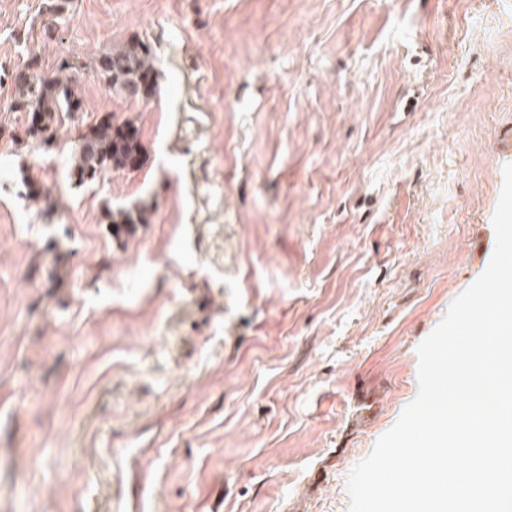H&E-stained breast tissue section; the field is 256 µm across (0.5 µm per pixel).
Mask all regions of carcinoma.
Wrapping results in <instances>:
<instances>
[{"mask_svg":"<svg viewBox=\"0 0 512 512\" xmlns=\"http://www.w3.org/2000/svg\"><path fill=\"white\" fill-rule=\"evenodd\" d=\"M151 52L143 42H130L120 48L99 53L93 67L112 88L126 99L148 97L156 88ZM78 66L62 60L53 75L34 73L30 78L16 77L13 107L27 117L23 136L14 141L35 143L45 149L52 147L64 112L81 110L74 99ZM143 147L135 121L116 122L108 116L93 124L76 144L71 172L78 182L96 180L107 169L132 171L141 166ZM112 237H130L137 225L148 222L147 210L139 203L116 208L108 216Z\"/></svg>","mask_w":512,"mask_h":512,"instance_id":"cac0c4a2","label":"carcinoma"}]
</instances>
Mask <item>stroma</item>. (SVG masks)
Wrapping results in <instances>:
<instances>
[{
  "label": "stroma",
  "mask_w": 512,
  "mask_h": 512,
  "mask_svg": "<svg viewBox=\"0 0 512 512\" xmlns=\"http://www.w3.org/2000/svg\"><path fill=\"white\" fill-rule=\"evenodd\" d=\"M56 2L0 0V512H113L138 471L143 512H347L495 249L512 0ZM134 40L140 101L87 67ZM33 59L82 66L47 153L11 138ZM108 115L143 162L75 184ZM112 237L120 240L130 237L137 229V224L148 222L147 210L139 203L120 207L110 211L108 216Z\"/></svg>",
  "instance_id": "35a3bbf8"
}]
</instances>
